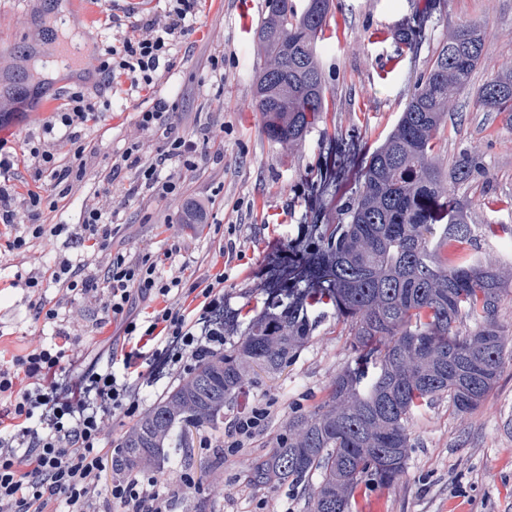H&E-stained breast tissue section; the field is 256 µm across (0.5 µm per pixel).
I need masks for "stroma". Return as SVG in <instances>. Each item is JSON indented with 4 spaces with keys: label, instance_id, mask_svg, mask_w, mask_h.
I'll use <instances>...</instances> for the list:
<instances>
[{
    "label": "stroma",
    "instance_id": "obj_1",
    "mask_svg": "<svg viewBox=\"0 0 512 512\" xmlns=\"http://www.w3.org/2000/svg\"><path fill=\"white\" fill-rule=\"evenodd\" d=\"M265 0H224L213 7L204 0L199 24L189 40L191 52L174 51L165 79L143 89L140 100L163 98L181 129L203 142L209 156L204 173L186 183V194L214 195L208 223L185 230V248L193 260L186 270L195 278L223 268L220 248L233 238L244 258L224 283V304L233 312L259 314L266 299L273 264L287 265L306 255L312 230L344 221L371 152L394 129L419 75L426 70L446 33L464 23L478 22L486 30L485 54L470 88L457 95L441 133V167L460 153L478 157L482 175L460 187L470 201L468 217L478 227L475 251L485 263L512 276V126L502 115L482 110L477 88L512 71V0H333L318 42L325 74L328 109L305 139L291 145L270 141L253 112L254 76L261 60L255 31ZM58 0H0V126L17 127L7 144L23 149L43 136L49 111L29 110L25 97L35 82L57 85L58 95L83 91L94 101L110 102V88L62 83L61 69L48 65L37 49L49 29L64 28L70 39L86 44H111L127 25H113L121 10L105 6L94 26L76 18L60 22ZM411 28L414 41L396 46L394 31ZM223 56V72H214L209 56ZM79 140L95 144L97 153L71 194L59 197L48 180L37 179L31 162L16 165V186L37 185L47 206L45 224H65L78 232L82 205L97 202L106 185L122 189L129 174L113 175L112 155L137 135L133 108L103 112L90 129L77 128ZM57 208H49V201ZM180 205L151 198L129 206L113 250L157 252L171 243V226L178 223ZM235 234H228V225ZM47 259L41 246L25 258L0 251V365L42 339L45 329L34 306L61 301L57 286L33 295L11 287L16 272L41 268ZM74 324L68 344L87 354L107 343L115 324L101 325L102 309L95 300L72 304ZM351 327L334 313L317 323L295 361L277 375L255 371L235 405L225 408L232 422L268 399L276 404L265 430L247 448L244 459L232 458L215 467L212 452L198 439L172 457L170 467H193L206 481L222 476L229 498L210 500L185 496L176 512H309L303 487L259 488L248 475L255 457L265 453L297 412L323 403L329 385L349 362ZM409 433L412 448L401 479L383 487L360 484L351 499V512H451L454 502L469 512H512V362L506 363L497 384L474 410L457 412L440 397L415 412Z\"/></svg>",
    "mask_w": 512,
    "mask_h": 512
}]
</instances>
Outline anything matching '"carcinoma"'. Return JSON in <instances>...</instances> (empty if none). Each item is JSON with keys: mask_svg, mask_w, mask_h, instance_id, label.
<instances>
[{"mask_svg": "<svg viewBox=\"0 0 512 512\" xmlns=\"http://www.w3.org/2000/svg\"><path fill=\"white\" fill-rule=\"evenodd\" d=\"M332 0H266L257 25L260 58L253 111L281 145L306 136L326 107L316 42ZM481 25L454 28L433 54L385 142L371 154L347 222L310 241L316 261L288 268L292 288H274L276 312L251 320L224 350L201 359L115 438L112 474L158 472L194 430L224 428V407L259 368L277 374L296 358L316 318L332 309L350 323L351 362L320 406L293 415L251 469L261 485L294 487L317 478L311 512H349L361 483L382 486L404 473L413 411L446 395L459 412L475 409L497 383L512 346L499 319L512 288L472 250L468 201L455 188L480 174L463 153L447 173L434 162L454 94L481 65ZM476 101L512 122V72L482 85ZM455 242L458 252L445 249ZM304 287H298V284ZM468 321L473 330L458 325Z\"/></svg>", "mask_w": 512, "mask_h": 512, "instance_id": "obj_1", "label": "carcinoma"}]
</instances>
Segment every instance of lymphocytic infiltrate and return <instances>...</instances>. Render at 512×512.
Segmentation results:
<instances>
[{"label": "lymphocytic infiltrate", "instance_id": "lymphocytic-infiltrate-1", "mask_svg": "<svg viewBox=\"0 0 512 512\" xmlns=\"http://www.w3.org/2000/svg\"><path fill=\"white\" fill-rule=\"evenodd\" d=\"M199 0H168L163 22L142 17L130 35L105 50L97 65L105 82L125 95L150 86L171 51L197 25ZM100 110L84 93L67 96L45 125L49 139L28 144L41 175L70 193L96 147L75 140L79 125L98 123ZM138 138L112 158L113 173H132L120 194L104 190L103 203L80 210V242L108 252L103 266L69 254L58 244L68 225L40 221L43 198L30 190L18 196L0 184V233L5 248L23 256L35 243L53 246L51 262L15 276L11 287L36 293L60 285L64 299L98 300L106 321L119 323L105 356L84 362L67 344L39 343L0 368V512H173L181 495L212 497L215 484L203 483L188 467L163 477L136 472L106 479L105 461L115 453L109 427L116 418L135 421L144 411L145 383L191 372L204 356L224 349V275L188 279L183 234L172 236L161 253H110L122 209L140 198L177 201L188 177L205 170L207 155L181 131L165 102L137 112ZM165 141L148 155L147 142ZM72 147L59 157L54 142ZM274 400L238 419L222 443L225 457H241L259 434Z\"/></svg>", "mask_w": 512, "mask_h": 512}]
</instances>
